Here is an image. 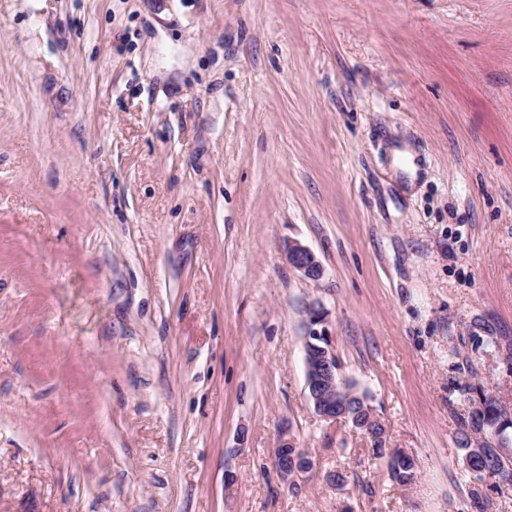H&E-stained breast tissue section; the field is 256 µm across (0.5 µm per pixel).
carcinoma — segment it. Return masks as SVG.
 <instances>
[{
    "label": "carcinoma",
    "instance_id": "obj_1",
    "mask_svg": "<svg viewBox=\"0 0 512 512\" xmlns=\"http://www.w3.org/2000/svg\"><path fill=\"white\" fill-rule=\"evenodd\" d=\"M370 410L369 396L363 392L353 394L347 410L336 411V415L350 422L360 433V415H368ZM512 428V418L502 410L493 397H483L481 407L472 411L468 419L462 423L460 448L463 455H468L474 440L482 442V455L466 465L470 475L481 481L485 478H497L512 482V458L502 456V452L512 449V438L507 429ZM392 477L400 483H410L417 476L415 462L411 455L399 453L397 457L388 462Z\"/></svg>",
    "mask_w": 512,
    "mask_h": 512
}]
</instances>
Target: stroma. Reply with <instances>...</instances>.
<instances>
[{"label":"stroma","mask_w":512,"mask_h":512,"mask_svg":"<svg viewBox=\"0 0 512 512\" xmlns=\"http://www.w3.org/2000/svg\"><path fill=\"white\" fill-rule=\"evenodd\" d=\"M316 305L414 482L308 400ZM485 395L512 0H0V512H512L463 468ZM283 251L288 263L311 279H320L324 268L315 253L307 246L295 240L284 243ZM275 466L282 480L294 483L302 473L313 468V461L302 448H296L293 441L283 435L274 452ZM387 464L392 477L399 483H410L417 476L414 459L407 453H397V458Z\"/></svg>","instance_id":"stroma-1"}]
</instances>
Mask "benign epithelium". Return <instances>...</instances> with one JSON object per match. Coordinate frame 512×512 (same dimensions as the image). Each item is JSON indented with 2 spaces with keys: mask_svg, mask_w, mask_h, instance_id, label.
<instances>
[{
  "mask_svg": "<svg viewBox=\"0 0 512 512\" xmlns=\"http://www.w3.org/2000/svg\"><path fill=\"white\" fill-rule=\"evenodd\" d=\"M283 251L288 263L311 279L324 275V268L315 253L307 246L295 240L284 243ZM308 336L321 343L319 353L315 356L305 353L306 388L309 400L315 412L327 420H336V408L345 396L341 379L336 377V354L332 335L327 328L326 312L313 308L310 316ZM275 466L282 480L293 483L301 474L313 468V461L308 453L294 445L293 441L283 436L274 452Z\"/></svg>",
  "mask_w": 512,
  "mask_h": 512,
  "instance_id": "benign-epithelium-1",
  "label": "benign epithelium"
}]
</instances>
